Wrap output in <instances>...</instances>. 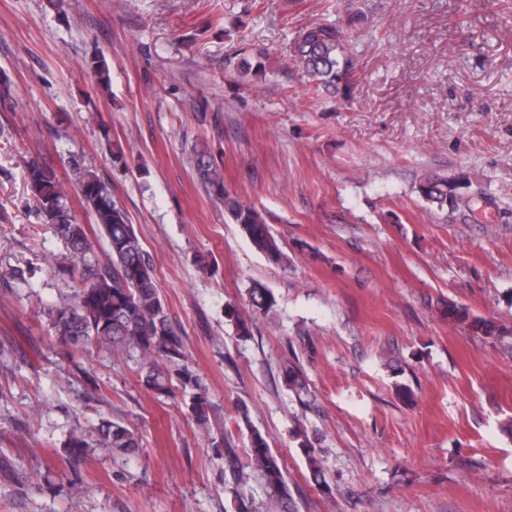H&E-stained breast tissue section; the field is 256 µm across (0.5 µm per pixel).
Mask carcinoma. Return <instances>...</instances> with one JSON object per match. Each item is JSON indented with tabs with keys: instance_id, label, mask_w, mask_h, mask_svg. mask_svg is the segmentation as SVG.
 I'll return each instance as SVG.
<instances>
[{
	"instance_id": "1",
	"label": "carcinoma",
	"mask_w": 512,
	"mask_h": 512,
	"mask_svg": "<svg viewBox=\"0 0 512 512\" xmlns=\"http://www.w3.org/2000/svg\"><path fill=\"white\" fill-rule=\"evenodd\" d=\"M343 30L333 24L314 23L307 26L293 45V54L302 66L308 83L316 89L349 93L354 77L352 60L344 53ZM84 68L104 88L110 83V62L102 54L84 60ZM194 165L203 189L224 205V213L240 226L252 245L278 263L291 258L271 232L265 215L253 205L224 189L222 166L207 152L195 155ZM27 178L44 223L69 248L83 287L72 299L50 310V325L58 343L68 349L95 346L126 355L137 361L144 372L142 382L147 390L159 395L173 394V381L193 391L190 416L198 429L210 435L212 447L224 459V492L231 495L236 512H294L292 495L281 459L272 451L265 436L255 429L247 411L239 412L237 430H246L249 446L235 447L228 432L211 435V402L191 369L190 355L184 341L172 326L167 308L160 296L154 268L146 250L129 224L126 213L112 199V190L91 170L80 172V201L98 227V238L107 242V258L96 255V239L85 225L76 221L68 206L57 174L38 159L27 162ZM464 184L438 174L424 173L418 183L419 196L439 212L466 214L474 212L475 193H464ZM252 313H266L272 307L267 288L257 283L249 288ZM236 335L248 339L254 319L236 309L228 310ZM448 325L497 341L509 333L502 324L477 316L469 308L448 303ZM285 385L295 395L301 410L311 406L310 388L300 368L290 365L283 372ZM97 442L85 435L72 433L65 442L66 462L78 467L95 446L120 455L138 454L141 438L123 422L103 421L97 428ZM295 439L303 449L308 470L321 489H327L325 460L308 433L297 427ZM263 491L261 503H255L251 483Z\"/></svg>"
}]
</instances>
